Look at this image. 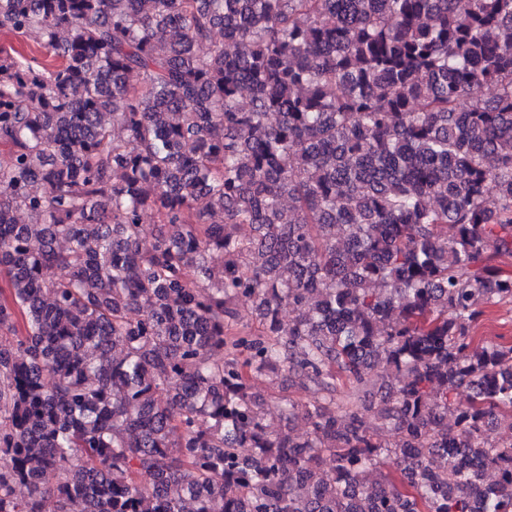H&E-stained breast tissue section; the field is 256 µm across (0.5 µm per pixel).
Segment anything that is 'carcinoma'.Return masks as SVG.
Segmentation results:
<instances>
[{
	"label": "carcinoma",
	"mask_w": 512,
	"mask_h": 512,
	"mask_svg": "<svg viewBox=\"0 0 512 512\" xmlns=\"http://www.w3.org/2000/svg\"><path fill=\"white\" fill-rule=\"evenodd\" d=\"M0 33L50 58L0 48V512H512V343L473 332L512 302V0H0ZM284 368L298 437L253 386Z\"/></svg>",
	"instance_id": "carcinoma-1"
}]
</instances>
